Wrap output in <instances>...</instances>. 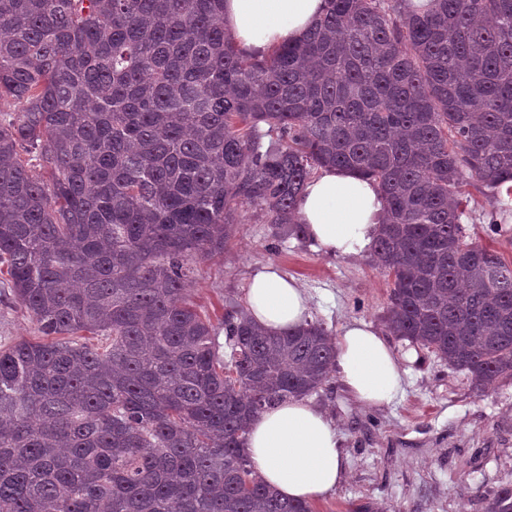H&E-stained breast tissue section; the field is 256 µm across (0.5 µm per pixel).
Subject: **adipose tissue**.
I'll use <instances>...</instances> for the list:
<instances>
[{"label":"adipose tissue","instance_id":"1","mask_svg":"<svg viewBox=\"0 0 512 512\" xmlns=\"http://www.w3.org/2000/svg\"><path fill=\"white\" fill-rule=\"evenodd\" d=\"M323 0H224V29L240 53L262 55L300 41L320 20ZM307 238L325 254L371 252L385 213L375 183L343 168H323L296 204ZM309 300L295 279L272 265L257 271L247 290V312L268 332L303 323ZM335 368L355 400L381 407L403 391L399 356L372 323H348L336 340ZM248 453L263 482L280 497L314 501L333 494L346 473L342 439L317 406L301 399L262 412L252 423Z\"/></svg>","mask_w":512,"mask_h":512}]
</instances>
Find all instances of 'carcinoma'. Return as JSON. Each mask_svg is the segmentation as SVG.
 Returning <instances> with one entry per match:
<instances>
[{
  "label": "carcinoma",
  "mask_w": 512,
  "mask_h": 512,
  "mask_svg": "<svg viewBox=\"0 0 512 512\" xmlns=\"http://www.w3.org/2000/svg\"><path fill=\"white\" fill-rule=\"evenodd\" d=\"M2 99L0 273L40 336L0 349V512H314L246 444L332 379L333 336L241 307L226 359L187 283L246 207L303 236L321 168L386 197L390 332L480 392L512 377V263L461 223L468 186L512 182V0H326L261 57L224 0H0Z\"/></svg>",
  "instance_id": "1"
}]
</instances>
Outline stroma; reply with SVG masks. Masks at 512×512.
<instances>
[{
	"mask_svg": "<svg viewBox=\"0 0 512 512\" xmlns=\"http://www.w3.org/2000/svg\"><path fill=\"white\" fill-rule=\"evenodd\" d=\"M470 193L468 241L493 244L512 261V195L492 199L475 187ZM268 264L299 282L310 318L332 335L359 318L384 328L390 287L372 255L334 257L305 239L278 241L255 217L236 225L222 255L197 266L191 299L220 325L227 310L246 305L250 278ZM36 334L0 275V347ZM391 343L405 372V392L392 404L362 405L335 378L309 397L334 421L347 468L336 493L316 502L317 512H352L367 503L381 512H490L496 491L512 484V378L479 392L426 349L397 337Z\"/></svg>",
	"mask_w": 512,
	"mask_h": 512,
	"instance_id": "obj_1",
	"label": "stroma"
}]
</instances>
